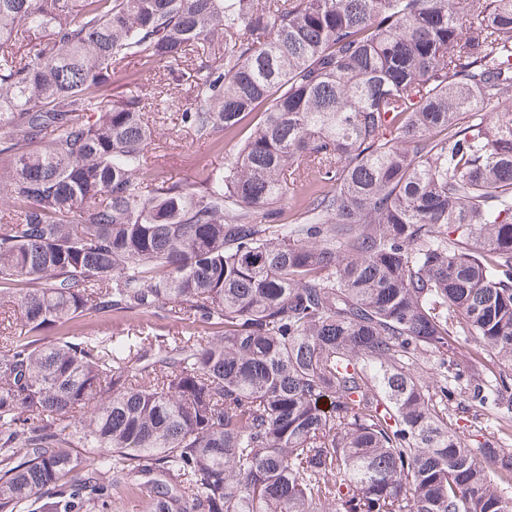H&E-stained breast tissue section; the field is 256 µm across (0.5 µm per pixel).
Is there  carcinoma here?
<instances>
[{
	"label": "carcinoma",
	"mask_w": 512,
	"mask_h": 512,
	"mask_svg": "<svg viewBox=\"0 0 512 512\" xmlns=\"http://www.w3.org/2000/svg\"><path fill=\"white\" fill-rule=\"evenodd\" d=\"M0 309V512H512V0H0ZM154 73L149 77L148 74L142 71L140 63L136 59L129 60L126 64V71L121 75L122 81L120 84L130 83L135 80L139 84V89L144 93H153V88L156 79H153ZM158 143L156 154L162 156L159 162L163 176L183 182L192 181L196 171L204 165L224 167L237 149L236 140L224 138L219 144L201 142L187 130L177 127L165 131ZM142 326L149 329L159 336H170L184 327L173 316H146L143 318L112 316V318H85L73 321L61 329H49L45 336L47 340H54L58 336H71L81 339L84 336H109L111 334L129 335L142 329Z\"/></svg>",
	"instance_id": "carcinoma-1"
}]
</instances>
